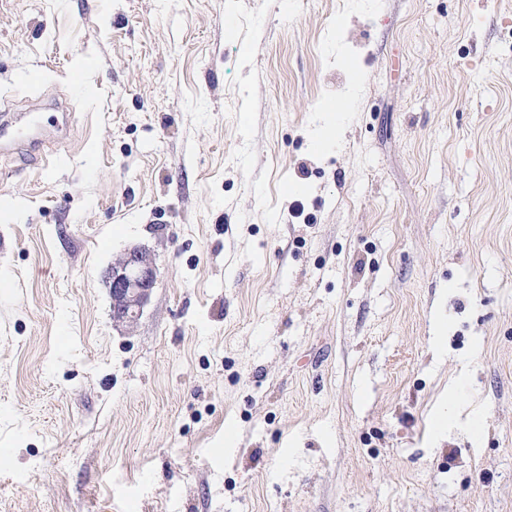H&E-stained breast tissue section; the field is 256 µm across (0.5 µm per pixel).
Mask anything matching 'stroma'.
<instances>
[{"instance_id": "obj_1", "label": "stroma", "mask_w": 512, "mask_h": 512, "mask_svg": "<svg viewBox=\"0 0 512 512\" xmlns=\"http://www.w3.org/2000/svg\"><path fill=\"white\" fill-rule=\"evenodd\" d=\"M53 82L0 512H512V0H0V99ZM40 97H46L53 102L57 109H61V122L56 125V137L59 140L67 139L74 133V128L70 119V112H66L71 99V89L65 84H51L45 88ZM112 297L113 320L132 327L147 305L156 282L153 257L141 248L126 251L104 275Z\"/></svg>"}]
</instances>
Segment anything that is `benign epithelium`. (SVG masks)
Instances as JSON below:
<instances>
[{"instance_id": "7a95c632", "label": "benign epithelium", "mask_w": 512, "mask_h": 512, "mask_svg": "<svg viewBox=\"0 0 512 512\" xmlns=\"http://www.w3.org/2000/svg\"><path fill=\"white\" fill-rule=\"evenodd\" d=\"M104 281L112 297L113 320L131 327L142 314L154 288V259L147 251L134 247L112 263Z\"/></svg>"}]
</instances>
